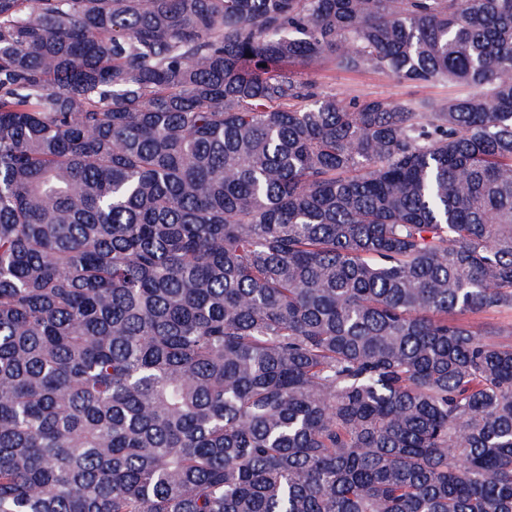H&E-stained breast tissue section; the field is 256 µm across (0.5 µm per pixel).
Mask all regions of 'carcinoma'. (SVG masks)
Wrapping results in <instances>:
<instances>
[{"label": "carcinoma", "instance_id": "1", "mask_svg": "<svg viewBox=\"0 0 512 512\" xmlns=\"http://www.w3.org/2000/svg\"><path fill=\"white\" fill-rule=\"evenodd\" d=\"M504 314L512 0H0V512H512ZM299 71L304 78L316 81L324 92L346 100L366 95L391 100H439L455 91L448 85L401 82L372 71L346 73L329 62L303 67Z\"/></svg>", "mask_w": 512, "mask_h": 512}]
</instances>
